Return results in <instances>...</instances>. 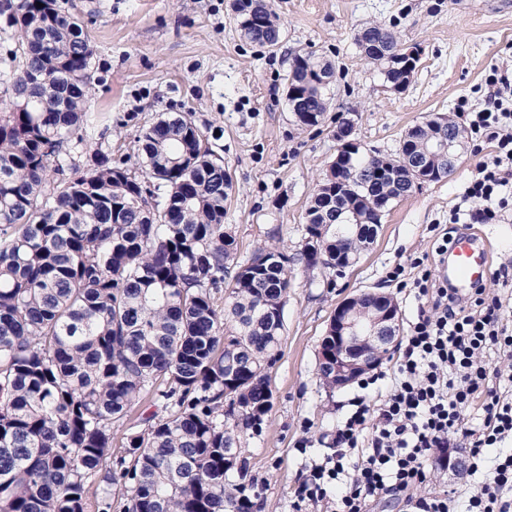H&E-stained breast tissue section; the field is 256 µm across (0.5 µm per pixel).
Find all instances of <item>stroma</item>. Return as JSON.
<instances>
[{
  "mask_svg": "<svg viewBox=\"0 0 512 512\" xmlns=\"http://www.w3.org/2000/svg\"><path fill=\"white\" fill-rule=\"evenodd\" d=\"M74 3L96 49L88 110L98 127L110 129L113 160L134 158L139 135L159 113H192L232 176L224 222L241 260L261 246L298 249L311 194L340 148L334 135L340 118L353 119L364 151L390 155L421 117L451 112L463 120L464 98L482 108L491 70L512 80V0H275L282 41L272 50L241 37L233 0ZM374 23L419 51L404 90L389 89L356 43L357 32ZM298 50L335 68L330 106L315 128L298 127L288 105L289 57ZM493 152V145L467 136L453 173L394 204L373 245L334 287H324L321 272L293 266L282 355L270 371L272 407L259 435L241 437L260 492L255 512H293L296 488L321 462L359 391L355 385L331 391L319 379L318 353L337 304L363 291L389 293L402 330H409L421 306L418 292L389 273L402 264L411 280L417 275L411 259L431 265L436 225H447L478 163ZM472 233L486 239L491 268L512 275V210ZM305 438L310 446L303 450ZM470 481L467 474L450 478L436 464L426 484L405 497L376 499L369 512H406L408 498Z\"/></svg>",
  "mask_w": 512,
  "mask_h": 512,
  "instance_id": "1",
  "label": "stroma"
}]
</instances>
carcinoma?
Masks as SVG:
<instances>
[{"instance_id": "1", "label": "carcinoma", "mask_w": 512, "mask_h": 512, "mask_svg": "<svg viewBox=\"0 0 512 512\" xmlns=\"http://www.w3.org/2000/svg\"><path fill=\"white\" fill-rule=\"evenodd\" d=\"M234 9L245 39L279 45L271 0ZM0 11V512H251L238 445L272 406L289 266L374 242L385 205L414 192L385 165L409 134L388 157L340 152L302 248L240 262L224 227L232 180L190 113L161 114L134 165L109 147L82 167L95 49L72 0ZM356 41L385 82H410L415 69L389 60L394 32L369 24ZM327 73L312 52L291 56L298 126L324 120Z\"/></svg>"}]
</instances>
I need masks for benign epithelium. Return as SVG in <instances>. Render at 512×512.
Instances as JSON below:
<instances>
[{
	"label": "benign epithelium",
	"mask_w": 512,
	"mask_h": 512,
	"mask_svg": "<svg viewBox=\"0 0 512 512\" xmlns=\"http://www.w3.org/2000/svg\"><path fill=\"white\" fill-rule=\"evenodd\" d=\"M434 121L448 127L450 140L438 138L428 145L415 147L409 163L400 170V176L415 188L439 174V165L446 163L452 167L459 157L455 147L463 141V127L450 113H438ZM353 131L351 120L345 118L338 122L336 139L341 142V148L351 151L359 148L352 138ZM373 297L365 308L361 307L360 296L347 298L331 317L327 335L335 339L336 348L320 349L319 366L333 372L338 388L349 386L376 369L389 353V347L398 340L397 302L383 293H375Z\"/></svg>",
	"instance_id": "1"
}]
</instances>
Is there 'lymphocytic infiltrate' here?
I'll return each mask as SVG.
<instances>
[{
  "instance_id": "f902f5d3",
  "label": "lymphocytic infiltrate",
  "mask_w": 512,
  "mask_h": 512,
  "mask_svg": "<svg viewBox=\"0 0 512 512\" xmlns=\"http://www.w3.org/2000/svg\"><path fill=\"white\" fill-rule=\"evenodd\" d=\"M484 108L467 113L474 133L494 143L491 160L450 212L453 224H489L512 203V82L489 75ZM424 303L392 374L358 382L349 413L337 423L330 454L312 465L294 493V512L324 500L336 488V512H366L369 502L423 485L436 451L465 448L475 481L464 491L421 497L418 512H512V331L507 302L474 288L468 296L449 288L435 271L413 281ZM386 391L369 403L379 381ZM497 449L487 457V449Z\"/></svg>"
}]
</instances>
